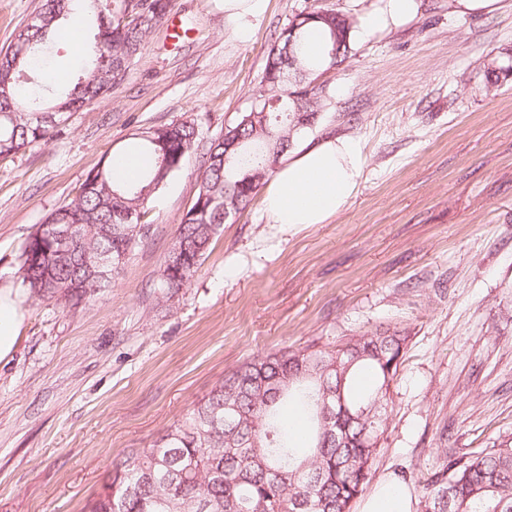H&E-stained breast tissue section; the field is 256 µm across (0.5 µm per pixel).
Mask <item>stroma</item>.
Wrapping results in <instances>:
<instances>
[{"instance_id": "35a3bbf8", "label": "stroma", "mask_w": 512, "mask_h": 512, "mask_svg": "<svg viewBox=\"0 0 512 512\" xmlns=\"http://www.w3.org/2000/svg\"><path fill=\"white\" fill-rule=\"evenodd\" d=\"M413 18L355 35L324 74L327 101L301 149L357 138L365 177L324 224L271 223L262 199L221 227L195 277L171 292L163 257L198 192L199 154L250 110L265 54L295 13L360 17L382 0H269L240 42L223 0H173L191 28L154 25L123 84L48 143L0 161V289L24 319L0 360V512H87L129 451L148 448L245 361L405 329L372 468L412 496L443 450L512 438V0L493 13L416 0ZM195 120L198 139L148 202V236L76 310L23 291L17 257L87 174L150 127Z\"/></svg>"}]
</instances>
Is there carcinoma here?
<instances>
[{"instance_id":"obj_1","label":"carcinoma","mask_w":512,"mask_h":512,"mask_svg":"<svg viewBox=\"0 0 512 512\" xmlns=\"http://www.w3.org/2000/svg\"><path fill=\"white\" fill-rule=\"evenodd\" d=\"M172 0H43L35 20L0 50V155L46 142L72 113L109 95L125 80L129 60ZM94 21L85 66L77 81L45 97L23 91L48 40L71 11ZM322 28L327 45L318 61L305 59L307 30ZM296 29L288 58V29ZM354 21L339 11L310 7L294 15L265 56L262 87L250 111L212 138L202 154L199 187L181 217L162 263L165 287L176 290L198 272L224 212L237 215L257 195L325 106L319 76L347 60ZM241 141L224 155V139ZM193 119L149 128L139 148L151 166L140 182L117 186L108 164L90 172L77 200L50 212L43 224H76L79 240L68 255L34 231L18 256L22 287L34 300H62L69 308L111 283L94 277L87 250L112 259L129 254L147 225L129 211L145 205L195 147ZM406 332L394 327L353 336L338 348L256 356L214 386L150 448L135 450L113 469L89 512H351L370 482L387 420L391 384ZM308 415L310 443L293 445L288 406ZM423 512H512V439L495 448L444 460L422 482Z\"/></svg>"}]
</instances>
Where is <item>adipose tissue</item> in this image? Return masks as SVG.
<instances>
[{"label": "adipose tissue", "mask_w": 512, "mask_h": 512, "mask_svg": "<svg viewBox=\"0 0 512 512\" xmlns=\"http://www.w3.org/2000/svg\"><path fill=\"white\" fill-rule=\"evenodd\" d=\"M416 10L415 0H385L360 22L365 36L398 26ZM366 166L359 140L329 136L297 151L267 186L265 211L274 224H324L356 195ZM359 512H412V498L393 476H385L364 497Z\"/></svg>", "instance_id": "obj_1"}]
</instances>
